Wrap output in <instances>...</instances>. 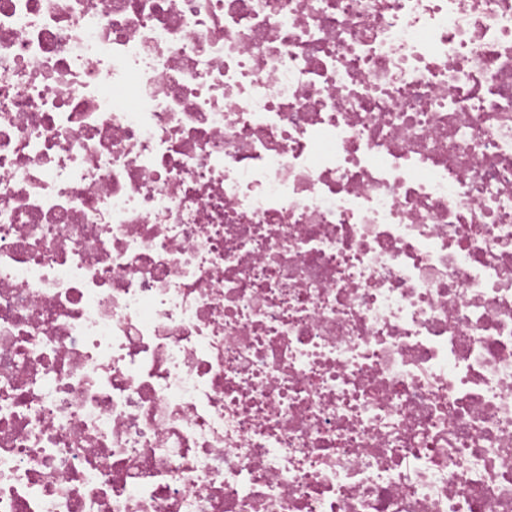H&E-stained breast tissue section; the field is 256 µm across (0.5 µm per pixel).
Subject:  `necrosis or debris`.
<instances>
[{
    "mask_svg": "<svg viewBox=\"0 0 512 512\" xmlns=\"http://www.w3.org/2000/svg\"><path fill=\"white\" fill-rule=\"evenodd\" d=\"M0 512H512V0H0Z\"/></svg>",
    "mask_w": 512,
    "mask_h": 512,
    "instance_id": "4bbe7bcc",
    "label": "necrosis or debris"
}]
</instances>
